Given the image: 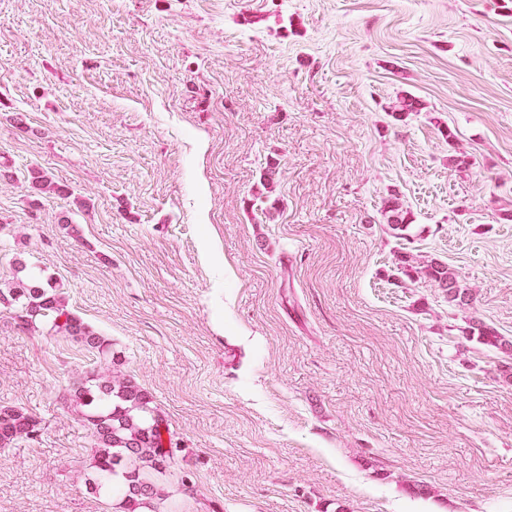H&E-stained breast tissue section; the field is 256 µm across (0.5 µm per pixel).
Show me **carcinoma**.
I'll return each mask as SVG.
<instances>
[{
  "mask_svg": "<svg viewBox=\"0 0 512 512\" xmlns=\"http://www.w3.org/2000/svg\"><path fill=\"white\" fill-rule=\"evenodd\" d=\"M384 213L394 230L404 231L410 224L408 211L396 197L384 202ZM398 261L400 274L411 280L435 282L448 301L459 306L471 301V289L448 265L433 263L419 268L405 255ZM9 293L22 328L43 327L102 355L110 353L108 340L67 309L65 298L51 282L34 277L20 280ZM464 334L490 348L506 347L498 331L481 322L471 324ZM70 399L82 409L94 441L92 490L105 496L121 494V512H158L162 495L154 477L170 467L172 451L164 439L170 433L169 425L153 406L149 393L131 379L114 383L95 369L72 386ZM37 431L32 414L16 407H0L1 450Z\"/></svg>",
  "mask_w": 512,
  "mask_h": 512,
  "instance_id": "carcinoma-1",
  "label": "carcinoma"
}]
</instances>
